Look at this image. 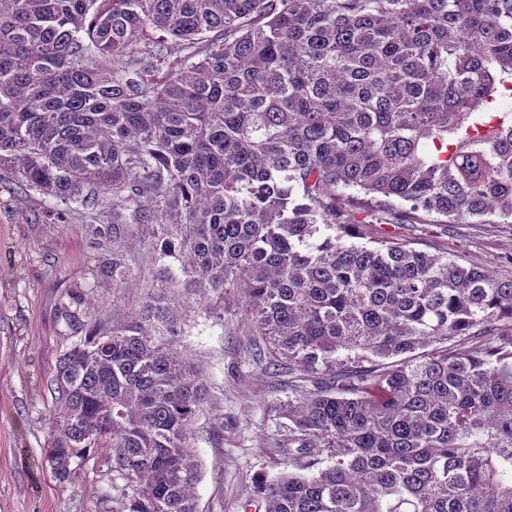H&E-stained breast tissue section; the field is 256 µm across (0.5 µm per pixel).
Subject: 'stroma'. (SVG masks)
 Returning <instances> with one entry per match:
<instances>
[{
  "label": "stroma",
  "instance_id": "1",
  "mask_svg": "<svg viewBox=\"0 0 512 512\" xmlns=\"http://www.w3.org/2000/svg\"><path fill=\"white\" fill-rule=\"evenodd\" d=\"M64 211V220L54 212ZM100 221L77 205L24 191L12 171L0 170V512H119L128 488L105 452L93 449L56 480L45 460L51 440L59 357L83 341L92 325L111 327L148 293L172 294L156 276L152 227L120 224L98 232ZM409 241L413 247L512 277V224L414 223L385 216L365 227L363 244ZM129 263L132 285L112 280V255ZM184 334L178 349L200 365L209 386L191 445L200 465L199 512H264L245 508L254 477L302 472L306 460L280 452L288 435L281 415L298 398L293 375L265 373L239 317L207 316L197 298H181Z\"/></svg>",
  "mask_w": 512,
  "mask_h": 512
}]
</instances>
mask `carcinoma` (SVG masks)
Returning a JSON list of instances; mask_svg holds the SVG:
<instances>
[{
    "mask_svg": "<svg viewBox=\"0 0 512 512\" xmlns=\"http://www.w3.org/2000/svg\"><path fill=\"white\" fill-rule=\"evenodd\" d=\"M510 98L512 0H0V169L104 235L157 225L160 274L314 384L283 450L329 465L256 476L265 512H512V278L353 242L392 212L512 224ZM177 305L56 368L51 470L109 449L122 512H197Z\"/></svg>",
    "mask_w": 512,
    "mask_h": 512,
    "instance_id": "1",
    "label": "carcinoma"
}]
</instances>
